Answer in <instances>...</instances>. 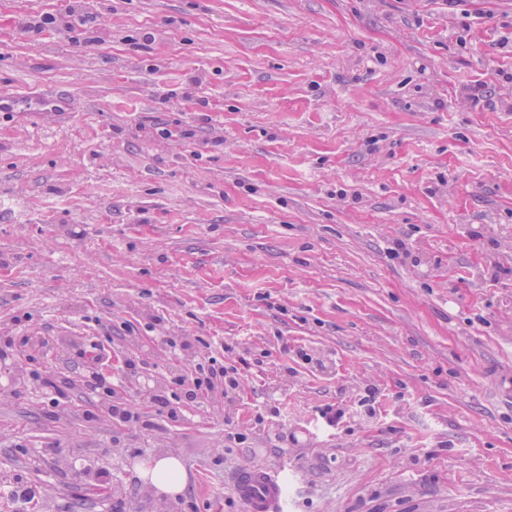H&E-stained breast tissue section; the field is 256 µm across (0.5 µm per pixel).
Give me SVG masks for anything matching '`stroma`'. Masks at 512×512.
<instances>
[{"label":"stroma","instance_id":"obj_1","mask_svg":"<svg viewBox=\"0 0 512 512\" xmlns=\"http://www.w3.org/2000/svg\"><path fill=\"white\" fill-rule=\"evenodd\" d=\"M67 5L0 0V91L72 102L0 112V485L245 512L257 463L288 512H512V0ZM139 475L145 483L166 495L179 494L185 487L183 465L174 456L148 460L139 467ZM231 482L247 512H286L288 498L278 473L259 465H245L236 470Z\"/></svg>","mask_w":512,"mask_h":512}]
</instances>
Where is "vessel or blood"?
Returning <instances> with one entry per match:
<instances>
[{
  "label": "vessel or blood",
  "instance_id": "1",
  "mask_svg": "<svg viewBox=\"0 0 512 512\" xmlns=\"http://www.w3.org/2000/svg\"><path fill=\"white\" fill-rule=\"evenodd\" d=\"M232 485L246 512H286L288 498L278 473L259 465H245L234 473Z\"/></svg>",
  "mask_w": 512,
  "mask_h": 512
}]
</instances>
